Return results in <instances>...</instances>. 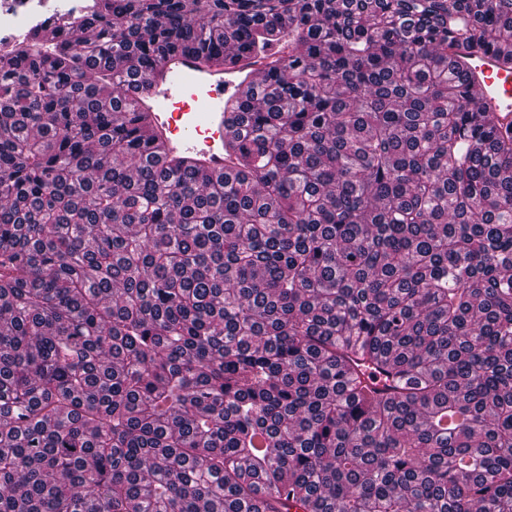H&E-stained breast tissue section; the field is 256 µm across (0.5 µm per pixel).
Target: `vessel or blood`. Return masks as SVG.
<instances>
[{"label":"vessel or blood","instance_id":"b4317fda","mask_svg":"<svg viewBox=\"0 0 512 512\" xmlns=\"http://www.w3.org/2000/svg\"><path fill=\"white\" fill-rule=\"evenodd\" d=\"M461 79L488 103L499 127L512 125V71L494 53L449 51ZM256 58L204 61L196 53L168 55L154 71L135 82L129 94L138 111L148 113L157 144L167 155L196 161L205 175L224 172L225 120L233 104L241 103L263 76Z\"/></svg>","mask_w":512,"mask_h":512}]
</instances>
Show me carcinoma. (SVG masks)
<instances>
[{
  "mask_svg": "<svg viewBox=\"0 0 512 512\" xmlns=\"http://www.w3.org/2000/svg\"><path fill=\"white\" fill-rule=\"evenodd\" d=\"M285 35L224 175L152 151L133 79ZM459 41L512 64V0H82L0 50V512H512V128Z\"/></svg>",
  "mask_w": 512,
  "mask_h": 512,
  "instance_id": "1",
  "label": "carcinoma"
}]
</instances>
